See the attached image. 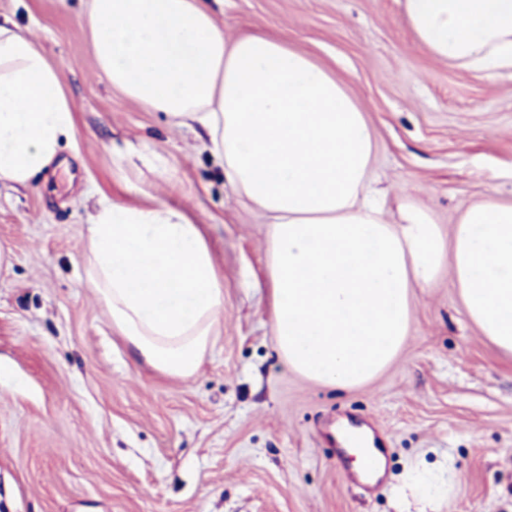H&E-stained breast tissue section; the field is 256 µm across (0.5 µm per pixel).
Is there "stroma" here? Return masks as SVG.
I'll list each match as a JSON object with an SVG mask.
<instances>
[{
	"label": "stroma",
	"instance_id": "35a3bbf8",
	"mask_svg": "<svg viewBox=\"0 0 512 512\" xmlns=\"http://www.w3.org/2000/svg\"><path fill=\"white\" fill-rule=\"evenodd\" d=\"M231 32L286 37L345 81L377 139L390 197L445 230L471 203L512 200V68L434 61L401 0H205ZM85 0H0L62 73L75 145L31 187L0 183V512H395L415 462L449 461L439 512H512V356L467 320L448 280L416 292L411 335L366 385L292 372L267 318L265 219L243 208L201 128L174 125L112 87L80 26ZM164 204L200 224L224 279V314L188 380L163 377L116 336L85 279L101 199ZM375 428L378 489L353 479L328 434Z\"/></svg>",
	"mask_w": 512,
	"mask_h": 512
}]
</instances>
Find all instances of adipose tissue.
I'll list each match as a JSON object with an SVG mask.
<instances>
[{"label":"adipose tissue","mask_w":512,"mask_h":512,"mask_svg":"<svg viewBox=\"0 0 512 512\" xmlns=\"http://www.w3.org/2000/svg\"><path fill=\"white\" fill-rule=\"evenodd\" d=\"M438 62L512 67V0H402ZM99 70L131 100L201 127L237 197L267 220L269 321L302 378L350 390L407 342L416 290L449 276L467 318L512 355V201L485 195L452 231L425 205L387 209L367 113L327 67L262 32L226 35L200 0H88ZM76 133L62 75L34 39L0 25V181L29 186ZM85 274L112 327L158 373L189 379L224 311L199 225L162 205L101 200ZM443 475L415 469L401 512H434Z\"/></svg>","instance_id":"adipose-tissue-1"}]
</instances>
